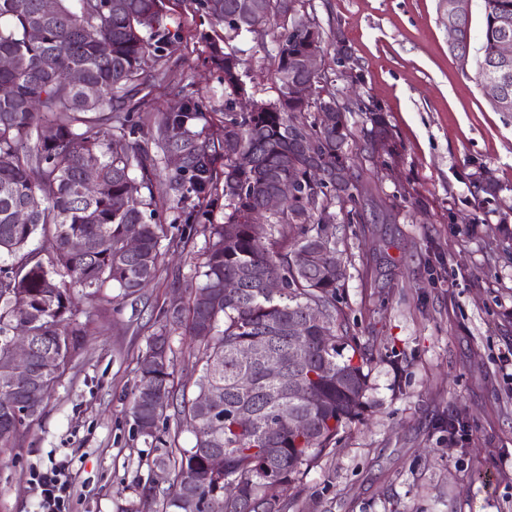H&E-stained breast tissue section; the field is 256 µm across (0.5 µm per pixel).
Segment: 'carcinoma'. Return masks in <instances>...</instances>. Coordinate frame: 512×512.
<instances>
[{
    "mask_svg": "<svg viewBox=\"0 0 512 512\" xmlns=\"http://www.w3.org/2000/svg\"><path fill=\"white\" fill-rule=\"evenodd\" d=\"M250 20L237 16V0H198V8L233 31H246L283 17L276 54V101L263 102L253 112H226L213 138L198 141L191 122L202 115L203 102L188 99L180 112H169L158 124L166 147L181 160L185 182L201 199H224V223L199 224L190 211L184 223L205 238L203 262L195 268L202 278L188 306L163 311L161 331L149 338L137 359V383L131 415L136 433L156 448L169 447L157 434L167 409L195 415L201 438L189 449L167 451L154 467L175 473L174 483L159 491L145 484L139 503L121 512H140L153 504L157 512H286L287 493L315 460L335 445L338 435L360 416L368 390L372 353L357 341L338 298L346 269H336L339 238L336 213L346 224L357 221L360 199L353 193L357 176L347 173L343 193L336 192V150L374 153L391 127L382 112L366 108L369 126L353 132L348 112L318 125L310 106L293 96L289 85L302 79V59L322 51L321 26L293 28L304 0H256ZM484 29L481 60L494 56L503 34L501 21H512V0H483ZM0 57L16 65L0 70V83L14 87L10 100H0V444L20 436L44 409L58 376L32 390L24 381L8 378L10 330L29 325L35 356L52 350L65 365L83 347L85 324L78 319L77 288L97 294L110 284L117 297L140 291L159 268L163 225L154 220L152 200L141 188L152 184L155 166L136 143L112 137L114 104L132 113L133 101L149 62L173 43L166 0H59L55 16L42 19L39 0H0ZM39 24L41 38H27ZM111 46L108 54L99 44ZM212 64L222 72L225 105L245 91L240 61L229 43L209 41ZM83 71L96 87L89 100L81 88H66V73ZM85 131H80L81 127ZM52 137L42 138L44 129ZM314 139L320 148L316 163L294 174L298 195L266 224H251L277 178L288 165L306 163L302 141ZM224 154V170L217 172L214 156ZM141 181L129 175L132 165ZM88 169L99 174V189L84 183ZM29 211L28 221L16 222L17 209ZM339 211H333V208ZM53 241L52 256L43 261L28 243L36 234ZM141 242L138 253L125 251L128 236ZM86 248L73 252L70 241ZM270 268L281 274L283 288L269 295L260 277ZM237 281L226 289L224 283ZM319 310L331 323L332 339L321 344L319 326L309 311ZM182 330L194 339L196 362L201 364L197 387L210 384L223 390L224 399L205 411L193 400L178 396L173 384V333ZM210 340L204 341L202 337ZM262 339L287 373L304 378L311 398H296L287 382L270 376L271 365L251 355L248 344ZM333 375H321L324 365ZM251 377L253 386L240 390L236 379ZM293 404L288 417L280 415L284 402ZM253 415L244 427L237 415ZM224 453L225 467L210 466L211 449ZM233 483L238 492L224 494Z\"/></svg>",
    "mask_w": 512,
    "mask_h": 512,
    "instance_id": "carcinoma-1",
    "label": "carcinoma"
}]
</instances>
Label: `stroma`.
<instances>
[{
    "label": "stroma",
    "mask_w": 512,
    "mask_h": 512,
    "mask_svg": "<svg viewBox=\"0 0 512 512\" xmlns=\"http://www.w3.org/2000/svg\"><path fill=\"white\" fill-rule=\"evenodd\" d=\"M327 35L322 62L335 89L385 113L400 151L391 175L359 161L365 219L340 227L343 308L373 353L360 416L300 478L288 512H512V112L476 80L483 0L471 7L470 48H449L445 0H307ZM178 38L149 70L134 136L153 159V207L164 227L159 270L140 297L115 289L81 299L84 348L43 413L0 447V512H37L39 473L62 468L63 512H122L153 477L157 449L133 430L137 358L173 298H189L205 247L186 212L224 221V203L176 187L178 163L158 122L187 98L204 102L195 130L215 132L224 82L207 37L224 27L195 0H168ZM277 30L238 37L250 91L275 98ZM491 172L501 190L478 192ZM470 419L450 437L448 418Z\"/></svg>",
    "instance_id": "stroma-1"
}]
</instances>
